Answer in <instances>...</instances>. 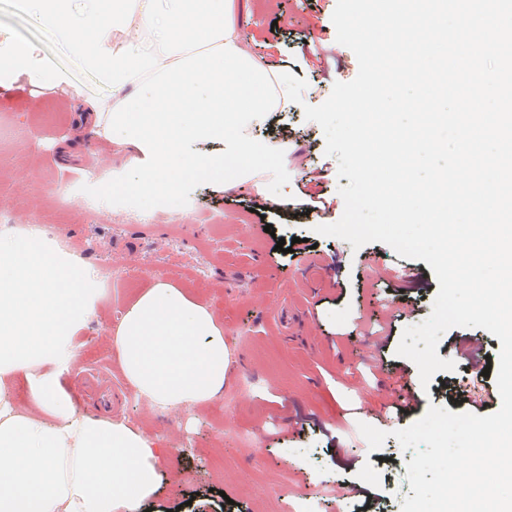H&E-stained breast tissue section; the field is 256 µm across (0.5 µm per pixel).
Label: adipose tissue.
Masks as SVG:
<instances>
[{"label": "adipose tissue", "instance_id": "1", "mask_svg": "<svg viewBox=\"0 0 512 512\" xmlns=\"http://www.w3.org/2000/svg\"><path fill=\"white\" fill-rule=\"evenodd\" d=\"M236 0H24L112 87L77 126L142 155L143 187L174 172L229 187L240 169L282 153L255 144L270 112L298 108L286 73L246 52ZM220 141L219 154L192 153ZM94 281L71 258L0 236V512H135L158 491L163 454L137 427L77 408L61 378L73 336L95 316ZM122 374L151 406L185 410L224 393V327L203 303L156 281L110 331ZM24 380L29 407L13 389Z\"/></svg>", "mask_w": 512, "mask_h": 512}]
</instances>
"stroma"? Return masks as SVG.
I'll return each instance as SVG.
<instances>
[{"label": "stroma", "mask_w": 512, "mask_h": 512, "mask_svg": "<svg viewBox=\"0 0 512 512\" xmlns=\"http://www.w3.org/2000/svg\"><path fill=\"white\" fill-rule=\"evenodd\" d=\"M336 3L239 0L244 47L267 67L306 79L305 105L322 104L335 82L358 73L355 54L336 40ZM0 46L35 47L44 78L66 77L47 88L22 72L0 76V111L29 132L0 139V208L14 224L61 233L75 257L90 252L120 268L143 269L136 281L99 292L97 315L74 338V372L62 382L80 409L108 410L160 440L166 456L150 512H172L192 499L196 512H211L210 502L224 495L222 512H301L315 496L320 512H401L413 454L392 436L370 450L358 425L374 424L373 408L397 404L400 369L415 402L394 415L393 429L409 426L429 406H444L436 391H424L416 365L396 354L404 329L430 315L439 284L427 262L399 257L383 243L355 249L317 234V226L341 218L339 190L349 183L326 155L321 127L306 120L303 108L278 113V124L290 131L287 150L262 161L258 176L224 189L182 177L171 195L182 207L178 226L162 215L144 221L140 199L117 207L104 196L91 212L84 199L95 194L98 175L122 176L130 187L140 179L141 156L133 147L69 128L76 105L111 97V88L18 0H0ZM58 127L62 140L74 142L73 182L80 188L65 205L57 161L62 140L52 137ZM321 170L330 207L301 215L302 190ZM270 184L285 187L288 201L276 207L269 234L249 206L265 203ZM292 236L307 238L312 251L282 256L275 245ZM158 279L205 302L224 325L230 374L223 396L205 407H149L112 353L111 326ZM381 336L387 346L378 344ZM463 338L481 343L497 365L500 340L476 327L445 332L438 356L464 371L466 359L453 354ZM340 486L346 496H337Z\"/></svg>", "instance_id": "1"}]
</instances>
